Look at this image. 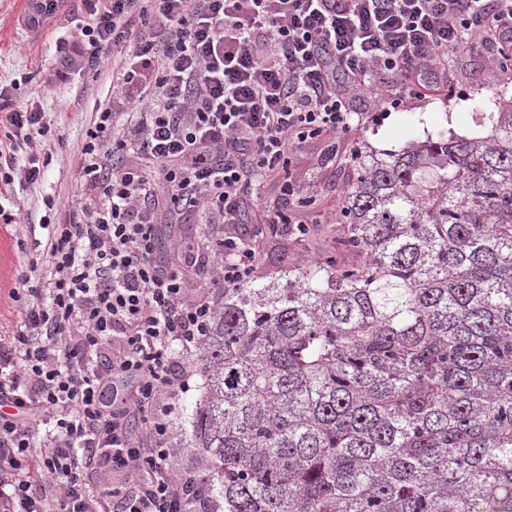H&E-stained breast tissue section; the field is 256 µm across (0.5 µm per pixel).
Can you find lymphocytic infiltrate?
Returning <instances> with one entry per match:
<instances>
[{
  "label": "lymphocytic infiltrate",
  "instance_id": "obj_1",
  "mask_svg": "<svg viewBox=\"0 0 512 512\" xmlns=\"http://www.w3.org/2000/svg\"><path fill=\"white\" fill-rule=\"evenodd\" d=\"M64 42L76 71L112 63V97L77 149L76 200L10 298L0 340V512H208L168 463L169 413L227 288L257 270L239 230L251 191L302 145L453 91L449 61L485 48L512 71V0H88ZM374 112H356L354 98ZM0 181L41 174L49 127L0 88ZM26 151L24 166L16 155ZM197 211L221 237L159 253ZM141 430H134V422ZM103 479V487L90 477Z\"/></svg>",
  "mask_w": 512,
  "mask_h": 512
}]
</instances>
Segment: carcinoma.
<instances>
[{"mask_svg":"<svg viewBox=\"0 0 512 512\" xmlns=\"http://www.w3.org/2000/svg\"><path fill=\"white\" fill-rule=\"evenodd\" d=\"M352 157L339 249L224 289L191 444L224 512H512V102Z\"/></svg>","mask_w":512,"mask_h":512,"instance_id":"carcinoma-1","label":"carcinoma"}]
</instances>
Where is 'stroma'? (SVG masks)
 <instances>
[{"mask_svg":"<svg viewBox=\"0 0 512 512\" xmlns=\"http://www.w3.org/2000/svg\"><path fill=\"white\" fill-rule=\"evenodd\" d=\"M31 10L29 0H0V86H9L18 101H37L50 122L47 142L50 158L38 183L12 184L0 192V206L14 211L15 223L0 225V336L14 333L19 324L18 308L10 297L18 277L35 261H42L49 235L46 222L63 221L73 201L77 177L75 151L80 144L92 112L100 101L112 96V65L104 63L99 71L69 74L55 86L46 77L61 67L59 39L73 33L86 15L80 0H68L64 12L52 22L29 28L21 18ZM487 51L483 48L463 52L450 67L458 84L453 96L438 94L410 100L384 120L352 130L338 137V157L333 166L321 163V142L305 145L292 157L293 177L310 186L311 205L297 210V220L317 222L319 232L312 244L293 239H267L268 263H275L284 252L308 253L336 249L341 220L342 192L353 173L351 158L357 151L380 153L399 151L415 140L448 136H470L476 120L485 113L498 111L502 101L512 98V73L488 70ZM54 199L47 208L46 199ZM204 375L196 373L188 391L175 400L173 425L168 446L172 463L179 468L204 469L205 457L190 441L188 415L203 394Z\"/></svg>","mask_w":512,"mask_h":512,"instance_id":"1","label":"stroma"}]
</instances>
